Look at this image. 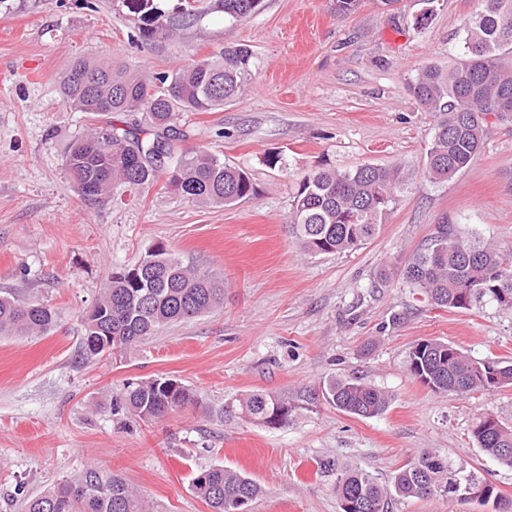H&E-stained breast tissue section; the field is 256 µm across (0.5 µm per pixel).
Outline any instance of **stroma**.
Segmentation results:
<instances>
[{"label": "stroma", "instance_id": "35a3bbf8", "mask_svg": "<svg viewBox=\"0 0 512 512\" xmlns=\"http://www.w3.org/2000/svg\"><path fill=\"white\" fill-rule=\"evenodd\" d=\"M116 0H0V292L44 301L57 327L0 336V512H22L86 465L121 475L148 512H211L192 490L198 469L254 479L252 512H338V474L357 466L381 484L418 454L448 456L463 475L512 500V468L486 456L472 431L492 415L512 427V385L460 398L435 393L405 367L411 347L437 338L478 361H512V309L450 310L413 299L401 271L436 224L512 249V122L495 123L475 162L441 185L424 176L431 117L409 90L419 67L448 66L477 0H424L384 9L362 0H262L242 21L210 12L173 39L132 42L138 22ZM246 44L254 78L216 112H187L181 145L250 175L255 196L199 207L155 184L136 197L84 203L64 167L69 144L100 114L71 111L60 78L79 58H115L163 72ZM282 153L286 168L265 154ZM401 164L407 183L379 234L345 254L311 255L288 235L291 197L306 171L329 164ZM165 245L224 277V304L165 327L121 356L82 362V319L117 268ZM386 284H378L379 274ZM351 375L392 398L381 415L339 411L327 382ZM172 377L209 414L118 419L128 383ZM256 391L284 398L292 422L270 429L225 420L226 401ZM388 512H494L458 497L391 496Z\"/></svg>", "mask_w": 512, "mask_h": 512}]
</instances>
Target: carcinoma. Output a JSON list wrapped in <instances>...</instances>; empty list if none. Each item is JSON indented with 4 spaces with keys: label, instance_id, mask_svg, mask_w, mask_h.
Masks as SVG:
<instances>
[{
    "label": "carcinoma",
    "instance_id": "carcinoma-1",
    "mask_svg": "<svg viewBox=\"0 0 512 512\" xmlns=\"http://www.w3.org/2000/svg\"><path fill=\"white\" fill-rule=\"evenodd\" d=\"M252 0H214L211 8L232 20L253 15ZM463 26V52L448 68L421 67L411 84L413 96L432 117V138L425 170L432 183L454 178L481 153L490 135L487 116L512 118V66L502 55L512 52V0H478ZM139 20L134 41L173 36L199 21L181 16L182 7L165 11L157 0H122ZM254 54L246 44L226 46L170 72L146 77L125 65L78 59L61 77L62 93L78 112L126 114L145 112L147 128L113 121L91 129L70 144L65 165L81 198L100 202L117 188L136 194L165 180V186L202 206L232 205L254 194L246 171L205 150H182L176 128L181 112H212L238 100L252 75ZM165 146L171 165L163 168L156 150ZM407 176L399 164H361L340 170L322 167L301 176L291 201L289 233L313 255L352 251L373 239L393 210L395 194ZM403 277L423 300L439 307L470 310L484 302L512 309V253L491 242L462 238L450 224H439L431 243L404 267ZM224 299V279L159 245L133 266L109 278L83 319L79 357L89 361L122 352L163 327L210 313ZM56 312L38 300L0 295V334L46 335L56 326ZM477 361L437 339L417 342L406 368L433 392L464 397L476 390L512 384V362H483L493 382L475 380ZM327 399L337 409L370 418L383 413L391 397L360 378L334 380ZM199 407L196 393L170 378L131 382L112 406L147 422L172 412ZM294 407L269 392L224 403L227 419L241 418L268 428L288 426ZM480 450L512 467V428L485 416L473 429ZM195 494L211 512H232L241 499L254 502L262 493L253 479L215 465L192 479ZM461 488L459 472L448 458L425 451L398 471L391 487L358 468L344 470L336 482L339 512H365L358 500L387 512V498L450 496ZM25 512H146L140 494L123 478L88 466L27 499Z\"/></svg>",
    "mask_w": 512,
    "mask_h": 512
}]
</instances>
